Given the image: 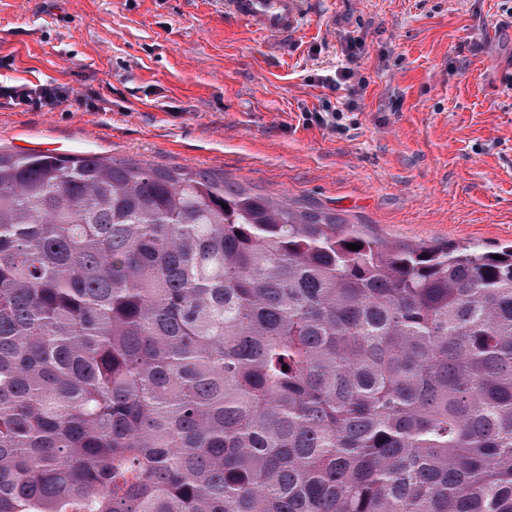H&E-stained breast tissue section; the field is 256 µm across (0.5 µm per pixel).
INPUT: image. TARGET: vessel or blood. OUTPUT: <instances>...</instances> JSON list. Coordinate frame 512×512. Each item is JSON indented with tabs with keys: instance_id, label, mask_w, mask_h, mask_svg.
<instances>
[{
	"instance_id": "vessel-or-blood-1",
	"label": "vessel or blood",
	"mask_w": 512,
	"mask_h": 512,
	"mask_svg": "<svg viewBox=\"0 0 512 512\" xmlns=\"http://www.w3.org/2000/svg\"><path fill=\"white\" fill-rule=\"evenodd\" d=\"M224 11L260 37L290 40L302 27V0H224Z\"/></svg>"
}]
</instances>
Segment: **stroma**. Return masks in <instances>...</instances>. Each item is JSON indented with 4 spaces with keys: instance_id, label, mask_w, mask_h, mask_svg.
<instances>
[{
    "instance_id": "stroma-1",
    "label": "stroma",
    "mask_w": 512,
    "mask_h": 512,
    "mask_svg": "<svg viewBox=\"0 0 512 512\" xmlns=\"http://www.w3.org/2000/svg\"><path fill=\"white\" fill-rule=\"evenodd\" d=\"M289 43L223 0H0V150L148 164L314 205L389 241L512 243V0H306ZM356 95L330 91L348 42ZM355 101L336 134L307 125ZM1 95L13 97L25 103H33L36 107L48 108L54 107L65 97V93L60 87L51 86H41L36 89L22 86H0Z\"/></svg>"
}]
</instances>
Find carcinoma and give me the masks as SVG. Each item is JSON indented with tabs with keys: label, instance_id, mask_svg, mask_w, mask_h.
Masks as SVG:
<instances>
[{
	"label": "carcinoma",
	"instance_id": "1",
	"mask_svg": "<svg viewBox=\"0 0 512 512\" xmlns=\"http://www.w3.org/2000/svg\"><path fill=\"white\" fill-rule=\"evenodd\" d=\"M0 512H512V245L0 151Z\"/></svg>",
	"mask_w": 512,
	"mask_h": 512
}]
</instances>
